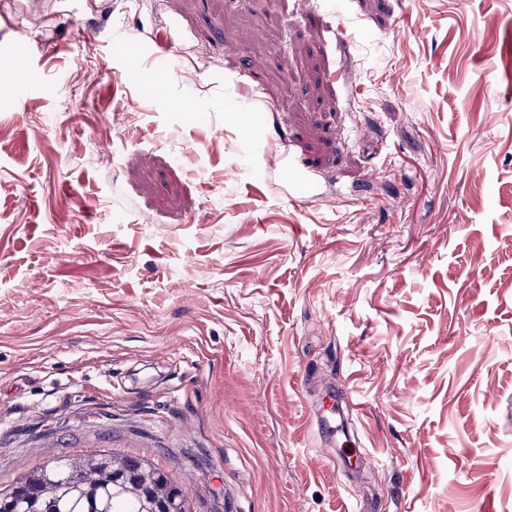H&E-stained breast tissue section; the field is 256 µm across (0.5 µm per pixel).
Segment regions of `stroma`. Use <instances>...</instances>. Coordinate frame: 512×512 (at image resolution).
Instances as JSON below:
<instances>
[{"mask_svg":"<svg viewBox=\"0 0 512 512\" xmlns=\"http://www.w3.org/2000/svg\"><path fill=\"white\" fill-rule=\"evenodd\" d=\"M52 11L0 17V487L108 450L191 512H512V0ZM278 156V160L282 166V172L285 178H288L289 183H294L300 181L303 186H308L314 179V176L304 171L301 166L290 156L287 154H276Z\"/></svg>","mask_w":512,"mask_h":512,"instance_id":"35a3bbf8","label":"stroma"}]
</instances>
